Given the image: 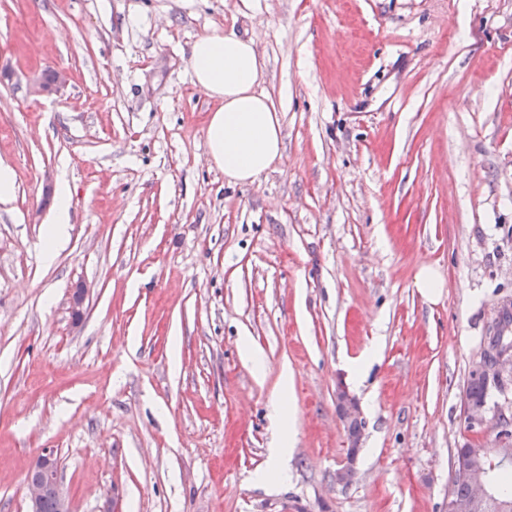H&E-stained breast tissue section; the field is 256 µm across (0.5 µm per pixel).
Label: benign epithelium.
Segmentation results:
<instances>
[{
	"label": "benign epithelium",
	"instance_id": "obj_1",
	"mask_svg": "<svg viewBox=\"0 0 512 512\" xmlns=\"http://www.w3.org/2000/svg\"><path fill=\"white\" fill-rule=\"evenodd\" d=\"M475 374L489 382L512 376V343L506 340V335H501L496 345L487 347ZM336 401L344 419H356V405L340 386L336 389ZM355 459V454H348L347 464L336 471V484L346 486L354 480ZM456 460L459 463L457 476L469 485L470 497L458 500L448 496V512H482L492 499L491 471L497 467L512 465V443L505 442V448L501 449L495 461L489 458L486 449L477 444L458 450ZM26 488L29 512H40L41 502L50 491L55 494L57 512H70L69 501L61 488L59 462L54 449H42L31 469V476L27 478Z\"/></svg>",
	"mask_w": 512,
	"mask_h": 512
}]
</instances>
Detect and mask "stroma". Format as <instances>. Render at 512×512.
<instances>
[{"label":"stroma","instance_id":"1","mask_svg":"<svg viewBox=\"0 0 512 512\" xmlns=\"http://www.w3.org/2000/svg\"><path fill=\"white\" fill-rule=\"evenodd\" d=\"M260 3L0 0V512H28L45 448L71 512H446L456 449L501 448L512 378L475 428L466 390L512 302V0ZM230 31L282 122L251 184L212 162L189 67ZM69 207L68 190L66 187L61 186L56 200L55 217L52 224L48 225L46 232L47 239L54 248L58 246L67 235L70 224ZM292 416L293 399L290 384L288 387V374L285 373L283 374V387L273 405V418L280 430V442L276 444L274 448H269V459L272 465L275 466L272 469L273 472L279 471L278 468H280L282 461L288 456L291 450L292 427L290 418ZM361 426H362L361 422L353 421L348 427L349 437L354 438V448H352L353 447L352 444H350L348 447H349L350 451H352L354 454L353 453L348 454L347 464L343 468L338 469L336 471L335 480L338 485H343V486L349 485L354 480V478L356 476L357 471L355 469L354 463H355V459H356L355 454H356V451L358 448H355V445H356V437L361 431Z\"/></svg>","mask_w":512,"mask_h":512}]
</instances>
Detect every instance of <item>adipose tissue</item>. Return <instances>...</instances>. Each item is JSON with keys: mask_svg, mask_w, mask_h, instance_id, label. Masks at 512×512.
Masks as SVG:
<instances>
[{"mask_svg": "<svg viewBox=\"0 0 512 512\" xmlns=\"http://www.w3.org/2000/svg\"><path fill=\"white\" fill-rule=\"evenodd\" d=\"M189 66L194 85L219 103L206 129L213 163L228 183L254 182L280 156L283 137L277 109L255 91L262 63L253 39L233 32L200 37Z\"/></svg>", "mask_w": 512, "mask_h": 512, "instance_id": "adipose-tissue-1", "label": "adipose tissue"}]
</instances>
